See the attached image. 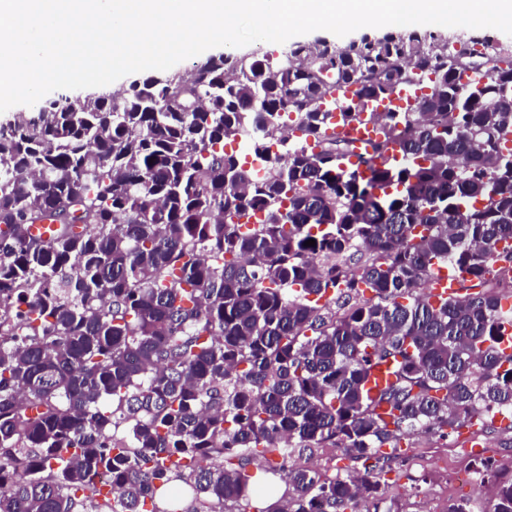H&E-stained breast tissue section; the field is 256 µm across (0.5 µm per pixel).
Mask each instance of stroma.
<instances>
[{"mask_svg": "<svg viewBox=\"0 0 512 512\" xmlns=\"http://www.w3.org/2000/svg\"><path fill=\"white\" fill-rule=\"evenodd\" d=\"M491 461L501 471L512 470V433L499 434L481 427L464 428L445 440L418 438L403 460L394 462L386 476L384 496L394 512H448L449 503L466 500L474 512H484L494 500L497 484L456 481L455 468Z\"/></svg>", "mask_w": 512, "mask_h": 512, "instance_id": "1", "label": "stroma"}]
</instances>
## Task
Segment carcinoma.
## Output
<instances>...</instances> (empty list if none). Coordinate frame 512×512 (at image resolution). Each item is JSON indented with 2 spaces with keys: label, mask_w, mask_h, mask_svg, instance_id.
I'll return each mask as SVG.
<instances>
[{
  "label": "carcinoma",
  "mask_w": 512,
  "mask_h": 512,
  "mask_svg": "<svg viewBox=\"0 0 512 512\" xmlns=\"http://www.w3.org/2000/svg\"><path fill=\"white\" fill-rule=\"evenodd\" d=\"M510 142L498 42L403 29L1 124L0 512H245L277 493L256 461L284 483L256 512H393L403 443L512 432ZM436 266L469 294L434 299ZM319 448L364 473L291 464Z\"/></svg>",
  "instance_id": "1"
}]
</instances>
